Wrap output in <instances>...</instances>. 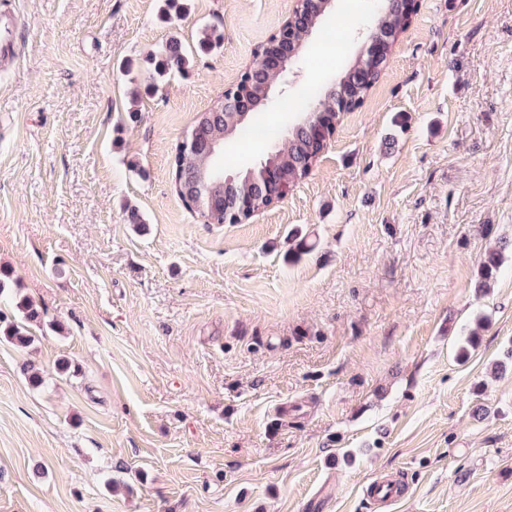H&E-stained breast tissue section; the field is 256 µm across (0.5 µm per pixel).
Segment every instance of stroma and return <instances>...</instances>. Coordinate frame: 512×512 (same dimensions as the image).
Wrapping results in <instances>:
<instances>
[{"mask_svg":"<svg viewBox=\"0 0 512 512\" xmlns=\"http://www.w3.org/2000/svg\"><path fill=\"white\" fill-rule=\"evenodd\" d=\"M186 2L14 0L0 315L34 341L0 340V512H384L383 478L393 512H512V0H418L311 173L240 224L190 210L172 157L293 0ZM370 16L339 0L266 126ZM173 35L187 62L153 79ZM500 251H490L485 253L479 260V276L480 288H487L488 284L493 281L498 273L500 266Z\"/></svg>","mask_w":512,"mask_h":512,"instance_id":"35a3bbf8","label":"stroma"}]
</instances>
